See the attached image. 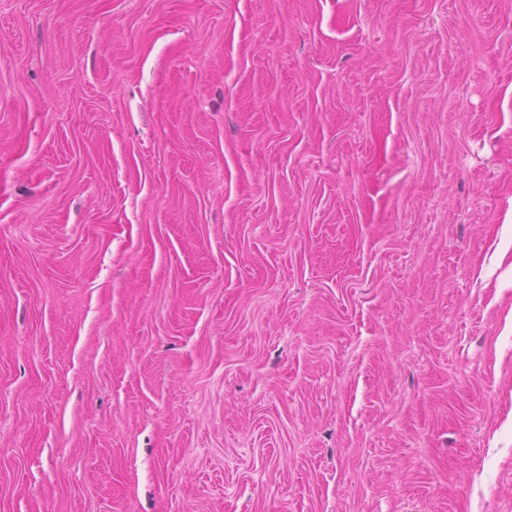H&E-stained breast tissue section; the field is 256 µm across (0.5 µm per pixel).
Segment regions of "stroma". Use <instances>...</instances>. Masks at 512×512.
<instances>
[{
	"instance_id": "obj_1",
	"label": "stroma",
	"mask_w": 512,
	"mask_h": 512,
	"mask_svg": "<svg viewBox=\"0 0 512 512\" xmlns=\"http://www.w3.org/2000/svg\"><path fill=\"white\" fill-rule=\"evenodd\" d=\"M512 0H0V512H512Z\"/></svg>"
}]
</instances>
